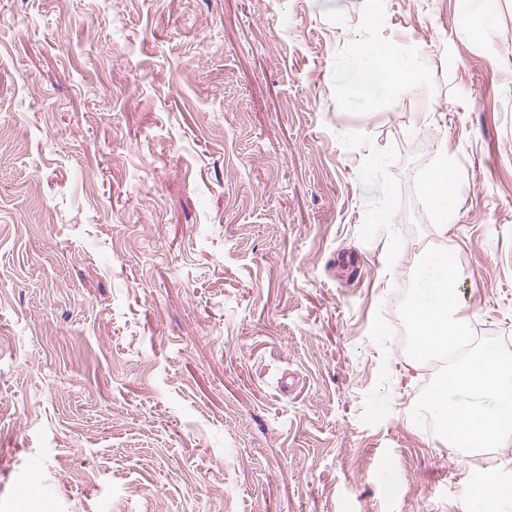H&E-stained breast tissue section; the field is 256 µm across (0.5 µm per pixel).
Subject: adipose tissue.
Returning a JSON list of instances; mask_svg holds the SVG:
<instances>
[{"label": "adipose tissue", "instance_id": "obj_1", "mask_svg": "<svg viewBox=\"0 0 512 512\" xmlns=\"http://www.w3.org/2000/svg\"><path fill=\"white\" fill-rule=\"evenodd\" d=\"M363 68L350 94L366 100L378 91L394 86L410 85L422 80L424 70L419 57L402 54L369 40L359 41L354 50ZM454 167L448 158L447 147L438 150V162L427 174L425 183L441 216H448L457 206L454 190Z\"/></svg>", "mask_w": 512, "mask_h": 512}]
</instances>
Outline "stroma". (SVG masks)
Listing matches in <instances>:
<instances>
[{"mask_svg":"<svg viewBox=\"0 0 512 512\" xmlns=\"http://www.w3.org/2000/svg\"><path fill=\"white\" fill-rule=\"evenodd\" d=\"M378 6L0 0V512H481L485 478L512 487V446L486 467L414 423L442 363L386 332L436 247L470 321L512 333V0L475 32V0ZM357 37L422 81L351 103ZM454 181V167L448 159V148L443 145L438 149L436 166L427 174L425 179L435 207L443 216V224H439L441 233H447L448 214L453 212L457 206Z\"/></svg>","mask_w":512,"mask_h":512,"instance_id":"stroma-1","label":"stroma"}]
</instances>
